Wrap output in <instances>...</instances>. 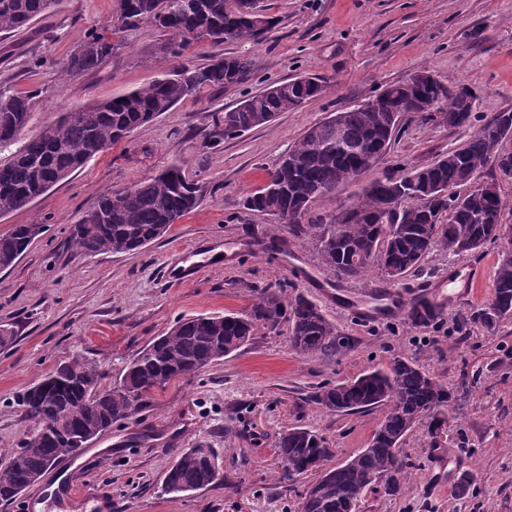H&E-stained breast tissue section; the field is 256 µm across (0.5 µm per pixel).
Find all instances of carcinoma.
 Listing matches in <instances>:
<instances>
[{
	"label": "carcinoma",
	"mask_w": 512,
	"mask_h": 512,
	"mask_svg": "<svg viewBox=\"0 0 512 512\" xmlns=\"http://www.w3.org/2000/svg\"><path fill=\"white\" fill-rule=\"evenodd\" d=\"M60 0H0V32L13 31L54 12ZM110 26L133 30L150 23L167 32L181 47L209 41L219 44L247 38L255 42L273 24L260 0H117ZM118 45L92 35L69 56L65 71L77 76L95 71ZM250 64L237 57H215L203 67L179 64L122 96L103 100L42 129L20 142L30 123L35 102L7 86H0V216L27 207L52 186L84 168L101 151L138 127L170 111L204 86L223 88L249 81ZM386 101L378 107L361 104L338 112L309 128L269 173L265 185L245 197L243 207L273 216L272 232L288 228L310 236L323 269L337 280L361 278L375 268L387 280H400L420 267L435 249L457 255L476 254L498 240L507 242L498 262L489 303L471 315V322L488 330L512 318V224L502 222L504 202L499 186L493 194H464L474 175L493 164L512 179V151L501 141L512 134V112H498L473 132L466 143L432 163L414 166L400 175L388 174L366 185L351 205L346 219L326 221L312 217L316 202L351 175L369 170L376 150H387L402 117V109L420 104L421 123L443 114L448 127L468 123L476 99L465 87L456 96L448 86L402 81L387 86ZM322 86L308 79L296 85L287 79L224 110V129L217 146L317 97ZM453 188L462 198L453 210L439 193ZM199 202L198 187L174 163L153 178L126 190L102 196L97 206L69 229V245L84 256L126 253L142 248L167 233ZM31 225L16 224L0 236V270L16 263L34 241ZM443 316L440 305L424 296L415 298L406 313L411 327L426 328ZM291 325V348L304 357H333L354 348V339L342 333L322 310L302 295L288 299L287 289L264 288L251 312L199 315L179 320L148 344L125 367L120 382L100 386L95 362L74 358L18 396L24 418L32 424L21 450L0 469V499L12 500L31 486L61 458L76 459L81 445L120 421H132L145 398L171 381L194 374L238 351L253 337L256 323L274 330L282 319ZM312 401L336 414L350 415L382 407L386 412L367 448L349 462L319 477L304 494L299 512H344L347 505L371 485L370 476L385 478L384 494L401 492L406 464L400 457L405 438L429 423L434 435L442 416L450 411L448 387L417 361L393 357L387 369L361 373L334 386H322ZM285 478L309 472L311 461L333 456L328 440L301 427L282 431L276 442ZM217 449L198 441L183 449L161 481L167 495L207 488L219 480L212 460Z\"/></svg>",
	"instance_id": "carcinoma-1"
}]
</instances>
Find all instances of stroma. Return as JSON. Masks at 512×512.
I'll return each mask as SVG.
<instances>
[{
    "label": "stroma",
    "instance_id": "1",
    "mask_svg": "<svg viewBox=\"0 0 512 512\" xmlns=\"http://www.w3.org/2000/svg\"><path fill=\"white\" fill-rule=\"evenodd\" d=\"M277 24L259 43L227 41L175 49L168 34L144 24L112 31L116 0H62L28 27L0 35V84L33 96L24 137L63 113L142 87L178 64L204 65L214 55L243 57L246 83L203 88L122 141L26 208L0 217L13 225L45 224L41 236L0 271V327L15 341L0 347V468L29 431L17 395L74 356L95 360L101 384H117L129 361L181 319L246 313L258 289L284 285L317 303L355 340L347 355L303 357L289 346V326L258 329L243 348L148 395L136 420L114 424L68 468L53 467L0 512H298L306 482L279 483L275 444L287 427L324 435L332 469L367 448L382 417L373 410L336 415L311 402L324 384L351 380L402 354L443 379L465 444L427 445L425 426L405 439L408 466L400 494L366 489L363 512H512V319L495 330L470 323L491 295L501 243L478 255L437 249L419 271L390 282L377 272L337 281L326 275L312 239L272 236V216L246 210L280 156L311 125L361 104L389 84L430 70L449 88L477 95L470 128L422 125L402 117L401 131L374 175L433 162L462 145L471 128L512 111V0H261ZM118 43L97 71L72 77L65 63L88 36ZM319 78L324 93L244 136L212 146L226 109L284 78ZM200 187L199 205L168 232L130 253L85 258L68 229L107 193L153 177L174 161ZM188 269L183 283L168 269ZM444 307L425 329L407 325L416 285ZM199 440L217 448L223 482L177 498L161 476ZM449 460L434 478L438 455ZM476 481L459 493L456 477Z\"/></svg>",
    "mask_w": 512,
    "mask_h": 512
}]
</instances>
